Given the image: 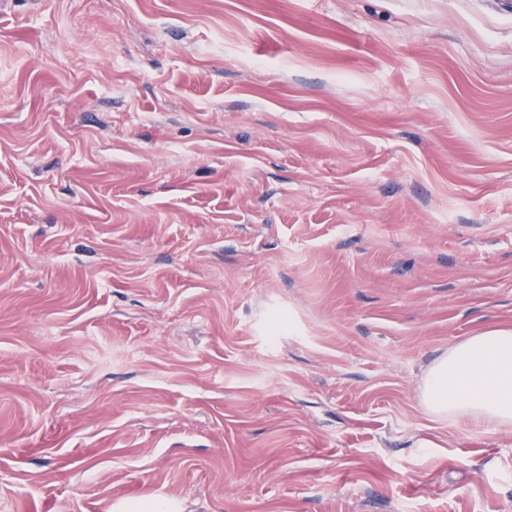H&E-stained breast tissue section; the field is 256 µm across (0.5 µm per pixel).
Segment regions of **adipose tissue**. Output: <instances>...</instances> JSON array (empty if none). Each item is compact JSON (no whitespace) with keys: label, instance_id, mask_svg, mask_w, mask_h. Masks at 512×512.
<instances>
[{"label":"adipose tissue","instance_id":"1","mask_svg":"<svg viewBox=\"0 0 512 512\" xmlns=\"http://www.w3.org/2000/svg\"><path fill=\"white\" fill-rule=\"evenodd\" d=\"M423 403L437 418L512 424V328H496L450 347L431 366Z\"/></svg>","mask_w":512,"mask_h":512}]
</instances>
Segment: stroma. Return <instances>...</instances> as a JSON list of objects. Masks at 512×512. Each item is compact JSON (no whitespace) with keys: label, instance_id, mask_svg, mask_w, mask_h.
Masks as SVG:
<instances>
[{"label":"stroma","instance_id":"stroma-1","mask_svg":"<svg viewBox=\"0 0 512 512\" xmlns=\"http://www.w3.org/2000/svg\"><path fill=\"white\" fill-rule=\"evenodd\" d=\"M500 326L512 0H0V512H512ZM423 403L437 418L512 424V328L483 331L455 344L427 374Z\"/></svg>","mask_w":512,"mask_h":512}]
</instances>
